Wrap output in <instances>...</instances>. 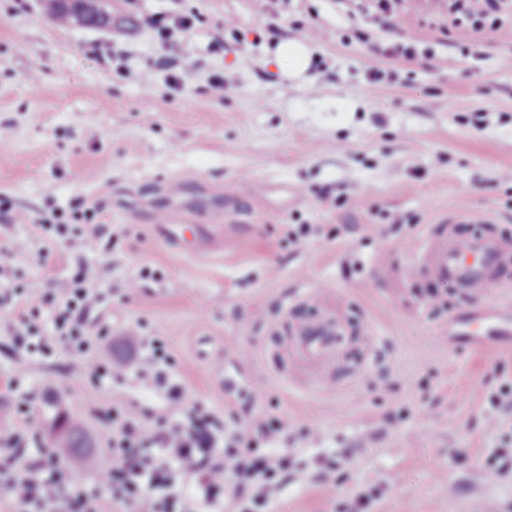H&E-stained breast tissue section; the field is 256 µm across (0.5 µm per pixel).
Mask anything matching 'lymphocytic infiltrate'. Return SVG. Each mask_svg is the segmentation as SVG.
<instances>
[{
  "label": "lymphocytic infiltrate",
  "instance_id": "obj_1",
  "mask_svg": "<svg viewBox=\"0 0 512 512\" xmlns=\"http://www.w3.org/2000/svg\"><path fill=\"white\" fill-rule=\"evenodd\" d=\"M202 17L184 10L145 15L143 23L157 38L156 64L167 73L172 90H181L183 77L202 65L186 40ZM448 22L469 29L485 41H512V0H448ZM354 38L369 45L376 59L366 72L368 83L385 78L379 62L412 61L433 55L432 47L415 37L398 41L373 39L369 30L354 28ZM96 268L83 263L52 293L38 282L21 291L26 300L49 304L52 330L39 333L34 310L19 313L13 328L17 349L46 353L58 343L84 357L91 378L112 392L109 450L112 466L100 467L94 484L76 477L53 449H43L31 466L22 461L28 440L16 424L0 423V486L19 512H43L59 504L63 512H104L105 505L129 512H265L283 482L308 481L304 465L279 446L287 442V418L253 420L241 428L237 417L200 402L184 403V390L172 372L173 361L162 345L139 336L122 365L102 363L91 355L86 330L104 298L95 288ZM151 385L169 402V410L148 414L128 398L129 382Z\"/></svg>",
  "mask_w": 512,
  "mask_h": 512
}]
</instances>
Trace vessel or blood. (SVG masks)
<instances>
[{"label":"vessel or blood","instance_id":"obj_1","mask_svg":"<svg viewBox=\"0 0 512 512\" xmlns=\"http://www.w3.org/2000/svg\"><path fill=\"white\" fill-rule=\"evenodd\" d=\"M410 249L431 275L457 288L472 306L482 302L491 289L502 287L498 272L512 261V240L481 233L430 234L411 244ZM448 326L472 348L484 349L496 337L512 335V305L479 316L463 312ZM337 341L336 323L321 318L298 328L293 345L299 360L319 361L334 355Z\"/></svg>","mask_w":512,"mask_h":512}]
</instances>
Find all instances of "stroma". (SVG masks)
I'll return each instance as SVG.
<instances>
[{
  "label": "stroma",
  "mask_w": 512,
  "mask_h": 512,
  "mask_svg": "<svg viewBox=\"0 0 512 512\" xmlns=\"http://www.w3.org/2000/svg\"><path fill=\"white\" fill-rule=\"evenodd\" d=\"M112 2L127 26L64 28L42 0H0V128L10 130L0 196L35 217L0 222V421L37 436L28 461L52 447L62 411L113 463L102 416L112 397L84 358L60 344L19 375L10 340L15 288H53L89 262L104 296L94 324L108 330L98 357L125 356L135 336L158 340L187 400L244 421L288 417L290 454L335 458V493L291 481L272 512H345L359 496L366 512H512V468L488 474L494 454L512 455V342L475 351L447 337L464 303L413 271L405 249L463 202L493 221L454 232L512 237V182L500 178L512 169V41L444 32L446 0H405L394 33L436 53L383 60L391 79L371 85L374 59L347 36L372 23L344 0ZM179 4L206 17L188 41L204 66L175 92L138 18ZM227 16L235 29L217 31ZM308 25L309 57L325 68L292 78L278 48ZM217 34L224 50L212 54ZM112 40L133 49L140 83L92 53ZM217 72L233 82L221 100L207 92ZM478 109L481 129L470 121ZM80 200L104 207L92 251L35 224ZM161 214L184 225L183 239L156 224ZM304 224L309 238L288 245ZM323 315L340 326L335 356L294 360L297 328ZM222 360L235 375L230 397L213 374Z\"/></svg>",
  "instance_id": "35a3bbf8"
}]
</instances>
